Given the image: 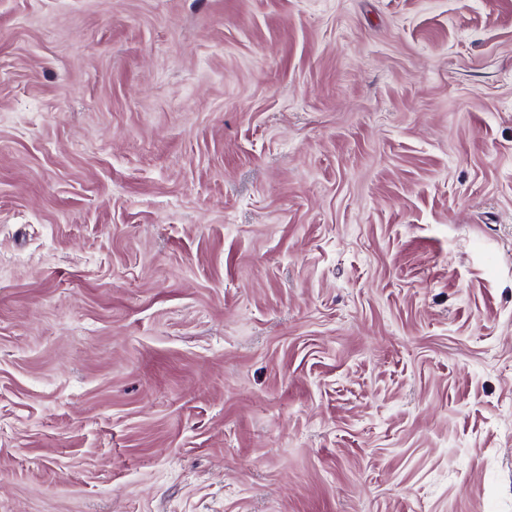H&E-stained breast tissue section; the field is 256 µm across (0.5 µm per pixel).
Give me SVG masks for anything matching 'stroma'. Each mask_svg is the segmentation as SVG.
I'll return each instance as SVG.
<instances>
[{
	"label": "stroma",
	"instance_id": "obj_1",
	"mask_svg": "<svg viewBox=\"0 0 512 512\" xmlns=\"http://www.w3.org/2000/svg\"><path fill=\"white\" fill-rule=\"evenodd\" d=\"M0 512H512V0H0Z\"/></svg>",
	"mask_w": 512,
	"mask_h": 512
}]
</instances>
